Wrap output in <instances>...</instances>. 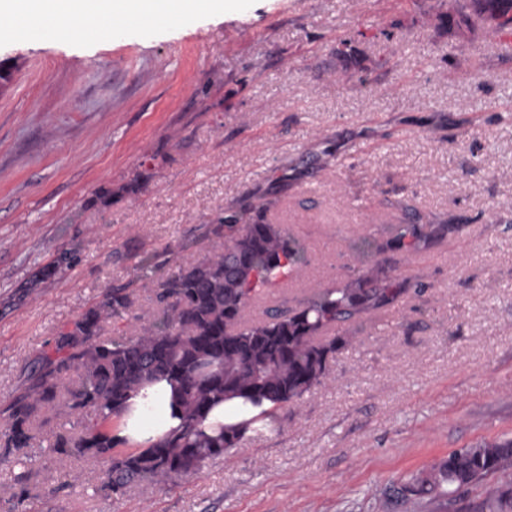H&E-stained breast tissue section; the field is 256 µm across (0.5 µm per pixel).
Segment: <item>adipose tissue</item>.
Returning a JSON list of instances; mask_svg holds the SVG:
<instances>
[{
  "instance_id": "obj_1",
  "label": "adipose tissue",
  "mask_w": 512,
  "mask_h": 512,
  "mask_svg": "<svg viewBox=\"0 0 512 512\" xmlns=\"http://www.w3.org/2000/svg\"><path fill=\"white\" fill-rule=\"evenodd\" d=\"M224 5V0H13L0 5V37L12 38L14 31L29 23V38H37L39 24L64 21L61 33L69 38L93 37L98 32L114 33L134 27L143 18L169 21L175 15L203 14ZM173 387L167 380L148 386L146 397L129 401L120 434L130 443L148 446L179 426L172 407Z\"/></svg>"
}]
</instances>
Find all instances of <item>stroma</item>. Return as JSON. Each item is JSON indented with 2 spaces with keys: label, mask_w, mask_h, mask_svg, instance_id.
<instances>
[{
  "label": "stroma",
  "mask_w": 512,
  "mask_h": 512,
  "mask_svg": "<svg viewBox=\"0 0 512 512\" xmlns=\"http://www.w3.org/2000/svg\"><path fill=\"white\" fill-rule=\"evenodd\" d=\"M0 61V411L141 256L168 273L223 250L207 229L243 208L309 261L250 320L346 281L358 236L380 246L415 216L460 227L377 253L425 292L339 325L351 342L325 382L201 475L106 498L99 468L60 461L42 426L36 467L61 512H405L394 487L512 440V40L448 0H233L108 41L0 40ZM72 243L78 262L19 297Z\"/></svg>",
  "instance_id": "obj_1"
}]
</instances>
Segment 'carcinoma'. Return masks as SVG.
Masks as SVG:
<instances>
[{"mask_svg":"<svg viewBox=\"0 0 512 512\" xmlns=\"http://www.w3.org/2000/svg\"><path fill=\"white\" fill-rule=\"evenodd\" d=\"M472 13L499 35L512 23V0H469ZM453 232L447 224H401L385 249L416 252ZM208 233L224 238V250L202 256L158 278L149 275L153 256L138 262L139 287L153 290L160 305L132 337H105L104 323L122 320L132 310L134 289H108L100 301L71 325L58 331L48 349L24 366L28 389L7 407L0 428V465L14 461L15 491L6 512H59L60 486L34 494L29 487L36 427L54 416L76 417L79 428H57L51 449L61 459L89 461L101 467L99 491L122 496L133 485L196 475L242 441L270 430V419L328 377L336 353L350 341L332 336L336 325L397 301L403 283L380 264L367 265L372 243L361 236L354 244L362 267L357 278L317 289L295 308L273 307L261 320H248L247 307L264 291L301 276L308 264L305 246L278 224L243 213L212 224ZM76 250L56 256L19 285L21 296L70 267ZM176 385L174 406L182 424L143 449L125 450L118 424L129 399L154 381ZM270 408L212 433L204 424L221 401ZM512 466V442L485 443L448 455L427 472L401 485L395 498L417 512L426 495L436 497L477 483ZM480 512H512V489L486 490Z\"/></svg>","mask_w":512,"mask_h":512,"instance_id":"obj_1","label":"carcinoma"}]
</instances>
